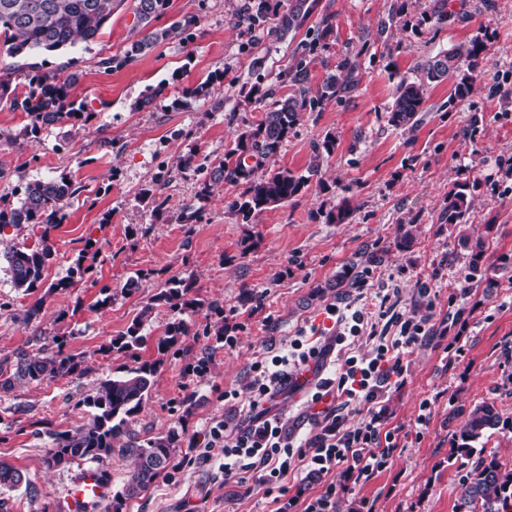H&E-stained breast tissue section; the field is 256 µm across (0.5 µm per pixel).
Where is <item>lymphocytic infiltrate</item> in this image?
<instances>
[{
  "label": "lymphocytic infiltrate",
  "instance_id": "obj_1",
  "mask_svg": "<svg viewBox=\"0 0 512 512\" xmlns=\"http://www.w3.org/2000/svg\"><path fill=\"white\" fill-rule=\"evenodd\" d=\"M328 315L336 320L335 336L305 341L295 338L284 354L271 362L257 361L248 386L250 424L235 429L224 422L211 426L203 439L193 440L199 458L210 459L213 450L224 456L225 480L241 472L254 471L275 506L274 512H337L338 503L350 486L365 485L384 471L399 446V428L384 429L375 407L392 385L402 377L406 354L416 346L432 342L436 336L434 302L427 283L418 286V298L407 310L393 313L389 319L393 334L369 329L364 307L331 303ZM368 336L375 346L370 354L353 351L356 338ZM332 359L330 373L315 386L310 402L316 411L312 427L303 438L289 434L279 416L269 415L267 405L280 393L288 371L311 360ZM366 412L356 424H349L353 403ZM343 469L346 483L332 479ZM306 473L323 481L315 496L289 495L284 480L291 472Z\"/></svg>",
  "mask_w": 512,
  "mask_h": 512
}]
</instances>
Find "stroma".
Returning <instances> with one entry per match:
<instances>
[{
	"label": "stroma",
	"instance_id": "1",
	"mask_svg": "<svg viewBox=\"0 0 512 512\" xmlns=\"http://www.w3.org/2000/svg\"><path fill=\"white\" fill-rule=\"evenodd\" d=\"M242 2L170 0L162 25L186 19L187 32L108 72L101 59L123 56L137 37L135 0H124L95 41L24 57L0 49V75L16 84L28 62L79 73L72 95L89 114L86 123L49 127L32 142L26 114L0 103V200L16 202L25 182L63 174L82 187L67 220L49 233L55 254L43 288L33 295L16 290L0 269V359L34 336L58 334L82 367L78 375L0 390V461L37 488L33 495L21 486L0 488V512H66L64 490L83 464L51 469L46 458L53 433L88 420L83 400L100 379L138 358L158 361L151 397L131 426L149 436L182 430L180 451L188 453L212 423L245 422L254 362L279 354L296 336L334 335L326 305L355 297L364 279L397 289L406 308L417 280L429 281L436 319L452 305L462 311L465 355L449 361L433 343L408 354L404 384L380 403L384 427L401 429L400 446L385 471L345 494L340 512H362L365 498L375 512H455L459 485L480 458L512 466V181L501 177L512 166V0H318L302 27L281 40L247 30L238 17ZM475 38L486 46L476 92L460 101L451 80L431 85L418 124L392 126L397 83L415 80L425 57ZM304 56L315 87L343 57L358 64L346 92L302 113L271 161L272 168L306 174L315 145L335 136L320 174L248 223L232 208L240 186H215L201 223H178L199 180L178 169L179 157L195 149L223 158L269 107L244 101L241 85L257 83L283 97L290 88L281 74ZM214 73L224 76L218 110L187 93ZM155 87L160 95L142 104ZM150 187L166 197L164 210L142 201ZM456 187L472 200L466 223L457 226L443 221ZM342 204L351 208L346 223H326V212ZM406 232L411 243L404 249ZM477 240L484 243V284L466 281ZM89 244L99 251L93 280L60 287ZM373 253L381 263L367 264ZM352 261L356 269L335 285L337 270ZM174 277L189 279L192 297L218 303L224 315L207 307L191 314L190 335L161 354L157 342L178 312L156 295ZM105 287L112 301L103 307ZM37 300L39 318L26 321ZM146 307L145 344L132 355L109 350L112 337ZM219 321L223 343L210 335ZM203 358L207 373L187 375ZM232 390L238 399H225ZM426 399L431 416L423 426L417 417ZM484 400L494 401L502 425L471 456H452L456 428ZM219 464L215 456L167 469L122 512H270L257 474L247 473L246 495L225 482Z\"/></svg>",
	"mask_w": 512,
	"mask_h": 512
}]
</instances>
